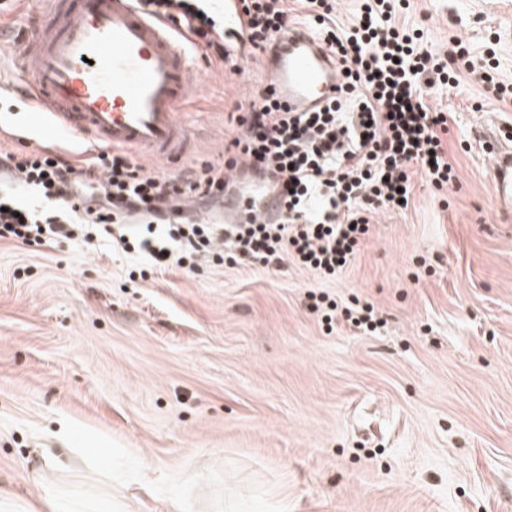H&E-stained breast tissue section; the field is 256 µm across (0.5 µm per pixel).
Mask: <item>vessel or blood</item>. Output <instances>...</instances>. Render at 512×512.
I'll use <instances>...</instances> for the list:
<instances>
[{"instance_id":"b4317fda","label":"vessel or blood","mask_w":512,"mask_h":512,"mask_svg":"<svg viewBox=\"0 0 512 512\" xmlns=\"http://www.w3.org/2000/svg\"><path fill=\"white\" fill-rule=\"evenodd\" d=\"M225 41L238 39L247 18L240 0H209ZM271 83L293 112H307L339 96V76L320 40L303 24L278 36L267 55ZM197 84L195 48L134 0H39L27 25L11 79L0 99L19 98L23 110L0 113V132L39 145L134 147L175 161L193 135L180 106ZM492 157V192L512 217V146L497 128L482 133ZM279 203L262 194L228 203V224L269 222Z\"/></svg>"}]
</instances>
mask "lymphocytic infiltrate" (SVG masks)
I'll return each instance as SVG.
<instances>
[{
  "instance_id": "obj_1",
  "label": "lymphocytic infiltrate",
  "mask_w": 512,
  "mask_h": 512,
  "mask_svg": "<svg viewBox=\"0 0 512 512\" xmlns=\"http://www.w3.org/2000/svg\"><path fill=\"white\" fill-rule=\"evenodd\" d=\"M202 0H137L178 25L186 40L234 59ZM247 39L265 49L295 20L325 43L343 79L340 99L312 112L284 108L272 87L243 106L232 142L282 203L265 224H202L182 206L223 198L225 164L203 162L179 175L149 172L128 150L72 165L52 152H0V241L40 246L79 239L108 243L162 269L214 260L247 266L282 261L333 279L355 260L379 208L410 207L414 175L443 191L456 182L448 158L451 114L438 102L463 71L479 72L496 101L512 103L493 59L476 65L466 40L431 52L423 27L404 19L409 0H363L357 21H336V0H241ZM138 230L127 232L131 219Z\"/></svg>"
}]
</instances>
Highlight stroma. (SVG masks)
Returning <instances> with one entry per match:
<instances>
[{"mask_svg":"<svg viewBox=\"0 0 512 512\" xmlns=\"http://www.w3.org/2000/svg\"><path fill=\"white\" fill-rule=\"evenodd\" d=\"M428 47L487 51L512 84V0H411ZM200 60L180 164L222 157L267 82ZM478 75L442 97L457 185L381 208L333 280L289 263L149 270L106 245L0 243V496L29 512L98 495L112 512H512V220L477 138L512 127ZM372 304L367 334L313 308ZM41 448L67 470L36 473Z\"/></svg>","mask_w":512,"mask_h":512,"instance_id":"35a3bbf8","label":"stroma"}]
</instances>
